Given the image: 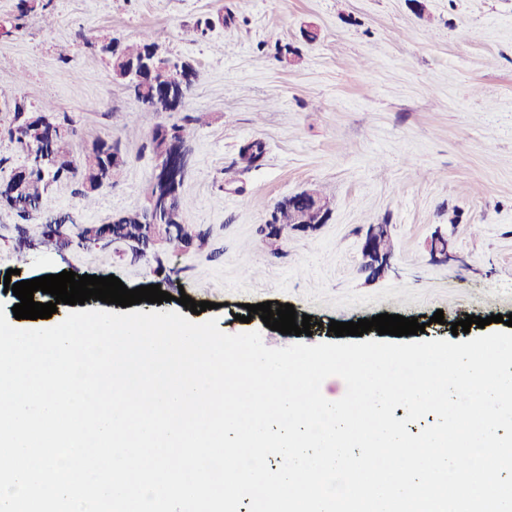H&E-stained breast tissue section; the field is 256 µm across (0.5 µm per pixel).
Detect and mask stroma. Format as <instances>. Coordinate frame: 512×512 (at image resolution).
<instances>
[{
  "label": "stroma",
  "instance_id": "35a3bbf8",
  "mask_svg": "<svg viewBox=\"0 0 512 512\" xmlns=\"http://www.w3.org/2000/svg\"><path fill=\"white\" fill-rule=\"evenodd\" d=\"M15 4L0 0V181L25 162L7 134L14 102L72 115L75 153L118 136V115L137 133L92 207L77 178L54 186L50 213L0 206V280L10 269L24 280L66 270L156 284L171 301L139 311L190 316L176 302L183 293L212 302L201 319L217 317L228 334L260 331L271 348L335 342L333 320L415 317L425 339L448 340L466 316L512 313V0H53L49 23L38 7L18 18ZM200 22L205 35L187 36ZM106 37L147 38L189 63L197 77L185 106L146 111L113 81L97 50ZM286 46L296 63L281 58ZM194 112L207 122L182 188L189 246L175 253L160 241L135 258L125 242L81 239L79 229L145 206L152 130ZM254 138L267 152L242 167L239 148ZM315 189L329 198L327 223L271 253L260 226L283 197ZM59 217L72 230L47 237ZM371 224L390 225L394 244L379 276L361 269ZM438 232L446 262L429 253ZM266 301L310 315L311 335L281 334L257 315L236 321L243 305Z\"/></svg>",
  "mask_w": 512,
  "mask_h": 512
}]
</instances>
